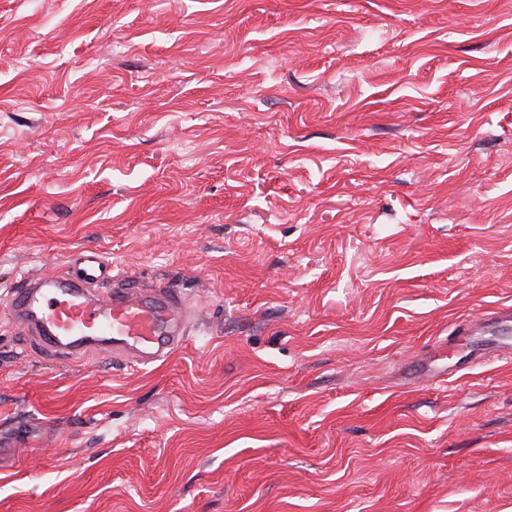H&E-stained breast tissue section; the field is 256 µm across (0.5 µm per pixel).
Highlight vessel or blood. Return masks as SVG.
<instances>
[{
    "mask_svg": "<svg viewBox=\"0 0 512 512\" xmlns=\"http://www.w3.org/2000/svg\"><path fill=\"white\" fill-rule=\"evenodd\" d=\"M108 285L106 293L97 288ZM192 311L177 291L116 274L102 253L73 252L62 271L22 276L10 300V322L55 354L75 358L106 350L146 366L182 345ZM471 337L466 367L488 358L512 359V306H497L478 322L463 321Z\"/></svg>",
    "mask_w": 512,
    "mask_h": 512,
    "instance_id": "b4317fda",
    "label": "vessel or blood"
}]
</instances>
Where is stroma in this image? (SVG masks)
I'll return each instance as SVG.
<instances>
[{
  "label": "stroma",
  "instance_id": "1",
  "mask_svg": "<svg viewBox=\"0 0 512 512\" xmlns=\"http://www.w3.org/2000/svg\"><path fill=\"white\" fill-rule=\"evenodd\" d=\"M78 248L196 326L7 318ZM512 0H0V512H512ZM111 282L104 294L95 289ZM191 314L179 292L133 273L112 275L111 261L82 248L60 272L19 279L9 322L59 356L106 350L146 366L182 345ZM458 336H476L463 356L467 368L488 358L512 359V306H497L482 314L478 323L462 321L456 326ZM484 336H493L492 339Z\"/></svg>",
  "mask_w": 512,
  "mask_h": 512
}]
</instances>
